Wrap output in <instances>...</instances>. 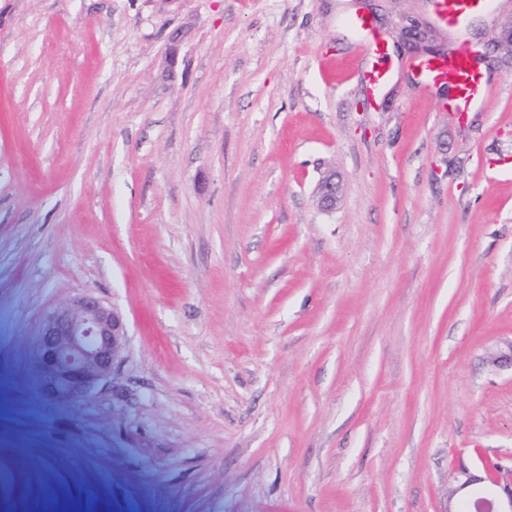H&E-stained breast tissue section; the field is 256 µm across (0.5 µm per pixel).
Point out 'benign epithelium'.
Returning a JSON list of instances; mask_svg holds the SVG:
<instances>
[{"mask_svg": "<svg viewBox=\"0 0 512 512\" xmlns=\"http://www.w3.org/2000/svg\"><path fill=\"white\" fill-rule=\"evenodd\" d=\"M341 184L324 179L318 206H336ZM127 346L122 315L92 294L71 306L48 312L34 342L38 386L48 400L69 403L89 396L113 372ZM459 484L448 496L482 505L484 512H512V479L459 472Z\"/></svg>", "mask_w": 512, "mask_h": 512, "instance_id": "1", "label": "benign epithelium"}]
</instances>
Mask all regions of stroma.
<instances>
[{
	"label": "stroma",
	"mask_w": 512,
	"mask_h": 512,
	"mask_svg": "<svg viewBox=\"0 0 512 512\" xmlns=\"http://www.w3.org/2000/svg\"><path fill=\"white\" fill-rule=\"evenodd\" d=\"M510 33L469 28L463 122L408 67L455 42L430 0H0V512H448L512 468ZM84 294L127 349L51 403L32 343ZM347 23L360 33L362 38L358 47L371 60V64L360 70L359 74L371 96L376 99L390 80L388 48L378 37L372 18L355 13L347 18ZM341 184L336 182V177L324 179L317 191L318 206L322 209H333L339 198Z\"/></svg>",
	"instance_id": "35a3bbf8"
}]
</instances>
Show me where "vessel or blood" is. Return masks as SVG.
<instances>
[{
	"label": "vessel or blood",
	"mask_w": 512,
	"mask_h": 512,
	"mask_svg": "<svg viewBox=\"0 0 512 512\" xmlns=\"http://www.w3.org/2000/svg\"><path fill=\"white\" fill-rule=\"evenodd\" d=\"M492 0H432L435 22L457 34L453 51L444 57L415 61L425 89L444 86L448 89L449 106L460 116H467L489 93L483 74L473 65L474 50L465 36L473 16L491 14ZM349 26L360 33L358 43L370 60L360 72L372 97H379L390 80L389 52L378 37L374 21L367 15L356 13L348 17Z\"/></svg>",
	"instance_id": "b4317fda"
}]
</instances>
